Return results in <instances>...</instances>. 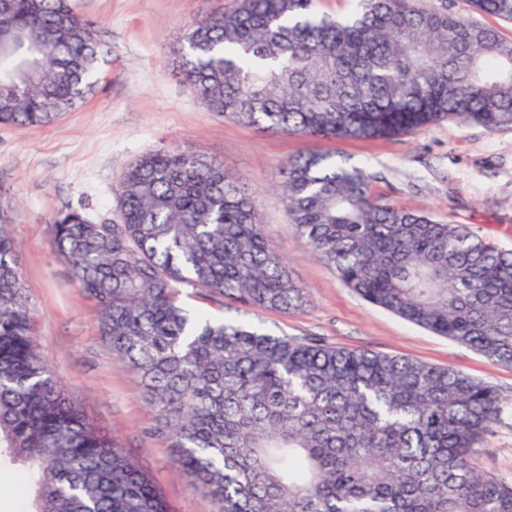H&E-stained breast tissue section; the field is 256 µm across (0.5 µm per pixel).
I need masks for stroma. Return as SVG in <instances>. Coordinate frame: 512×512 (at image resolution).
I'll use <instances>...</instances> for the list:
<instances>
[{
    "label": "stroma",
    "instance_id": "1",
    "mask_svg": "<svg viewBox=\"0 0 512 512\" xmlns=\"http://www.w3.org/2000/svg\"><path fill=\"white\" fill-rule=\"evenodd\" d=\"M231 0H71L105 45L96 91L47 127L0 126V225L12 235L36 338L71 400L128 457L153 476L173 512H218L174 470L152 436L156 412L136 378L119 368L98 329V312L76 288L50 239L54 217L83 210L95 223L120 221L116 186L125 165L146 153L199 151L257 193L263 227L305 289L296 311L264 310L253 322L278 335L339 349L450 366L494 387L505 402L478 445L482 471L512 482V365L407 323L363 300L318 260L288 220L275 184L289 158L327 150L365 167L372 189L466 224L512 250V126L442 122L412 135L318 141L263 134L210 111L184 83L173 49L182 27L229 8Z\"/></svg>",
    "mask_w": 512,
    "mask_h": 512
}]
</instances>
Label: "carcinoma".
<instances>
[{
	"mask_svg": "<svg viewBox=\"0 0 512 512\" xmlns=\"http://www.w3.org/2000/svg\"><path fill=\"white\" fill-rule=\"evenodd\" d=\"M512 22V0H468ZM232 0L186 24L174 54L213 112L315 140L512 126V41L420 0ZM104 54L68 0H0V125L47 126L83 103ZM290 223L364 300L512 364V251L466 224L375 195L366 171L313 151L279 171ZM122 223L59 213L51 242L100 313L115 362L157 413L152 435L219 512H512V483L473 461L502 412L446 367L297 342L184 303L296 310L304 289L223 163L159 149L119 183ZM33 473L32 512H171L153 478L77 409L45 361L13 241L0 227V468ZM183 297L195 308L203 309L214 317L236 319L242 317V311L237 310L234 304L226 303L223 298L214 297L212 299H200L196 296V290L193 288H183Z\"/></svg>",
	"mask_w": 512,
	"mask_h": 512,
	"instance_id": "obj_1",
	"label": "carcinoma"
}]
</instances>
